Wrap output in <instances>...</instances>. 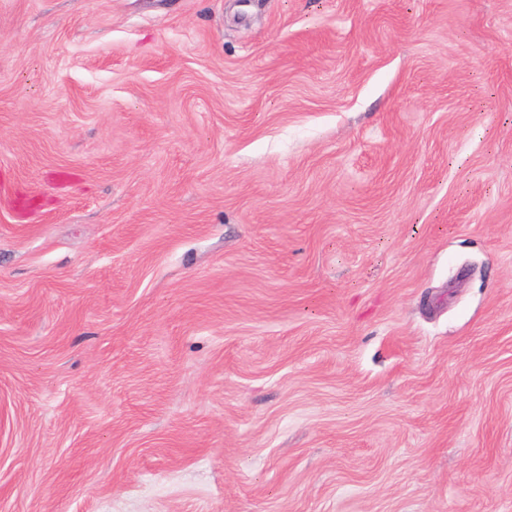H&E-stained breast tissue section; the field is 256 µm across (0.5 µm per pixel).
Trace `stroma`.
<instances>
[{
	"instance_id": "1",
	"label": "stroma",
	"mask_w": 512,
	"mask_h": 512,
	"mask_svg": "<svg viewBox=\"0 0 512 512\" xmlns=\"http://www.w3.org/2000/svg\"><path fill=\"white\" fill-rule=\"evenodd\" d=\"M0 512H512V0H0Z\"/></svg>"
}]
</instances>
